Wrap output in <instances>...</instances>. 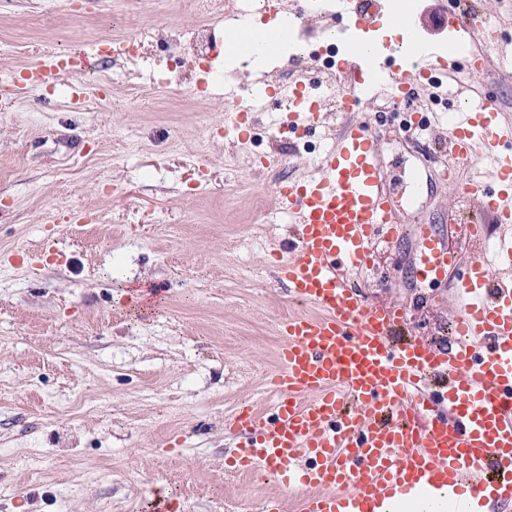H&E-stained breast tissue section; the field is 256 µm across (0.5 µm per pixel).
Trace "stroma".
Masks as SVG:
<instances>
[{"label":"stroma","mask_w":512,"mask_h":512,"mask_svg":"<svg viewBox=\"0 0 512 512\" xmlns=\"http://www.w3.org/2000/svg\"><path fill=\"white\" fill-rule=\"evenodd\" d=\"M474 6L509 39L484 45L471 83L512 122V0ZM202 28L194 0H0V512H149L158 492L175 512H261L282 493L226 467L229 425L242 402L269 406L280 326L299 310L271 264L296 232L273 188L309 174L324 143L290 146L276 107L247 141L224 130L225 90L297 76L298 28L254 82L234 57L198 59ZM124 39L133 54L37 97L21 88L45 53ZM352 116L385 138L402 224L482 221L420 161L447 125L404 134L382 94ZM410 251L378 241L361 291L405 305L427 342L448 331L451 291L421 302Z\"/></svg>","instance_id":"obj_1"}]
</instances>
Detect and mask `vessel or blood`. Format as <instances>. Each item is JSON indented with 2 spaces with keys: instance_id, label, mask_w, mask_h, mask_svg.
Here are the masks:
<instances>
[{
  "instance_id": "b4317fda",
  "label": "vessel or blood",
  "mask_w": 512,
  "mask_h": 512,
  "mask_svg": "<svg viewBox=\"0 0 512 512\" xmlns=\"http://www.w3.org/2000/svg\"><path fill=\"white\" fill-rule=\"evenodd\" d=\"M350 26L369 31L374 14L362 0H342ZM444 25L456 41L475 29L467 0H454ZM96 48L69 54L67 65L40 60L23 76L26 92H40L65 70L81 73ZM359 51L336 62L350 88L377 87L405 102L458 66L440 46L404 51L363 69ZM322 93L295 79L281 101L291 132L318 125L329 148L313 174L275 186L279 207L295 215L297 233L273 262L292 298L309 312L282 325L280 369L272 378L270 413L237 408L235 467L276 478L284 497L261 512H381L384 505L419 495L438 501L453 487L455 512L492 503L512 512V245L497 265L462 257L449 233L431 224L407 229L397 218L383 168V139L369 121L321 117ZM494 97L473 99L458 89L448 103L443 143L462 166L488 156L492 181L449 184L471 197L495 223L512 224V124L498 119ZM413 235L417 286L447 285L456 309L458 338L445 345L408 338L403 307L366 306L347 277L374 264V244Z\"/></svg>"
}]
</instances>
